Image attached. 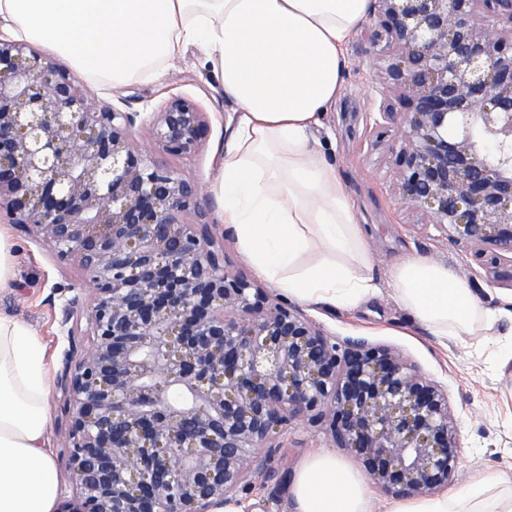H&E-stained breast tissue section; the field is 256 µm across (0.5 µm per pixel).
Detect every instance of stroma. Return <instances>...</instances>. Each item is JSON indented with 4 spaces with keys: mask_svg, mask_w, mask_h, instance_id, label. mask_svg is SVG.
Wrapping results in <instances>:
<instances>
[{
    "mask_svg": "<svg viewBox=\"0 0 512 512\" xmlns=\"http://www.w3.org/2000/svg\"><path fill=\"white\" fill-rule=\"evenodd\" d=\"M377 21L376 15H366L349 40L341 95L315 136L335 164L367 230L371 274L381 294L354 310L306 303L301 309L337 340L386 346L417 365L428 379L447 386L460 443L459 471L449 484L455 490L479 471L512 475V320H500L496 336L480 353H473L458 337L431 335L403 310L393 296L391 274L397 264L411 256L444 264L491 308L512 297V284H490L476 260L444 230L419 223L401 200L394 184L399 140L388 139L379 148L373 145L377 112L386 104L396 112L403 109L397 93L382 79L381 49L367 37ZM79 82L98 107L137 113L133 135L145 143L154 140L150 113L162 109L172 98L185 97L201 107L208 135L198 152L179 160L178 165L187 179L207 188L208 219L215 224L214 234L224 237L227 265L256 280L233 235L221 229L224 203L216 190L217 159L231 137L232 104L206 62L205 49L189 46L179 58L163 63L158 75L131 79L117 87L84 75ZM6 231L13 244L12 281L10 288L0 291V312L14 316L40 336L48 349L50 373L59 375L69 348L65 310L81 274L74 267L59 266L48 246L30 240L17 226L7 225ZM48 413L47 446L59 475L58 498L64 501L72 496L73 485L65 468L67 451L58 442L59 431L69 422L61 394L49 393ZM278 443L267 471L255 477L248 494L258 512H290L288 483L292 472L316 452L331 451L350 467H363L355 453L337 447L330 434L319 427L290 430Z\"/></svg>",
    "mask_w": 512,
    "mask_h": 512,
    "instance_id": "1",
    "label": "stroma"
}]
</instances>
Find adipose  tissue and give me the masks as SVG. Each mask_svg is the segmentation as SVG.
Returning <instances> with one entry per match:
<instances>
[{
    "label": "adipose tissue",
    "mask_w": 512,
    "mask_h": 512,
    "mask_svg": "<svg viewBox=\"0 0 512 512\" xmlns=\"http://www.w3.org/2000/svg\"><path fill=\"white\" fill-rule=\"evenodd\" d=\"M370 0H0L4 30L51 42L77 71L119 83L200 44L235 106L219 167L224 225L259 276L295 300L352 309L376 297L363 228L314 131L341 92L344 51ZM399 304L435 336L492 331L447 266L419 257L391 275ZM49 374L39 336L0 314V512H55L45 447ZM292 512H373L364 474L323 451L288 485ZM388 512H512V478L482 471L461 489Z\"/></svg>",
    "instance_id": "ef3b65f1"
}]
</instances>
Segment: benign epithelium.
Here are the masks:
<instances>
[{
	"mask_svg": "<svg viewBox=\"0 0 512 512\" xmlns=\"http://www.w3.org/2000/svg\"><path fill=\"white\" fill-rule=\"evenodd\" d=\"M381 74L408 105L380 113L401 148L402 201L512 282V0H374ZM99 109L75 77L0 39V216L85 292L68 302L56 379L74 492L61 512H253L276 435L325 425L372 478L408 496L459 467L448 389L390 348L338 342L228 269L202 187L176 161L208 131L198 104Z\"/></svg>",
	"mask_w": 512,
	"mask_h": 512,
	"instance_id": "1",
	"label": "benign epithelium"
}]
</instances>
